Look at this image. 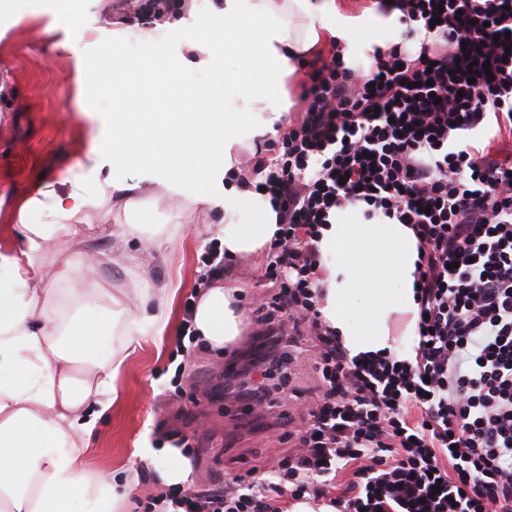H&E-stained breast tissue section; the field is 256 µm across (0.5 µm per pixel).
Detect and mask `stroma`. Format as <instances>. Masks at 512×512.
Wrapping results in <instances>:
<instances>
[{
	"label": "stroma",
	"instance_id": "stroma-1",
	"mask_svg": "<svg viewBox=\"0 0 512 512\" xmlns=\"http://www.w3.org/2000/svg\"><path fill=\"white\" fill-rule=\"evenodd\" d=\"M83 24L92 36L81 43L80 56L68 47L71 25L57 0H41L38 9L0 23V249L15 248L21 237L14 212L35 196L43 183L60 181L90 151L104 152L110 132L112 90L102 85L79 88L75 61L96 67L98 43L112 38L115 24L128 17L125 0H82ZM221 216L203 207L186 210L176 202L136 212L111 214L114 224H175V242L157 247L149 235L126 239L115 235L82 244L100 254L95 269L100 288L126 298L137 313L135 283L168 282L177 293L164 335L139 336L114 381L116 399L97 422L87 461L92 468L116 472L131 464L138 448L172 444L169 431L180 428L189 438L195 485L230 480L243 461L272 460L280 448L278 431L260 432L239 404L199 396L193 383L220 384L224 359L189 337L179 336L183 305L207 272L204 259L218 245ZM223 281L237 288L243 317L264 299L259 280L265 256L225 259ZM316 379L307 355L293 365L291 380L277 394L283 410L304 409L313 398Z\"/></svg>",
	"mask_w": 512,
	"mask_h": 512
}]
</instances>
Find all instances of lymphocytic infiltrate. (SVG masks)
I'll return each instance as SVG.
<instances>
[{"instance_id":"f902f5d3","label":"lymphocytic infiltrate","mask_w":512,"mask_h":512,"mask_svg":"<svg viewBox=\"0 0 512 512\" xmlns=\"http://www.w3.org/2000/svg\"><path fill=\"white\" fill-rule=\"evenodd\" d=\"M391 8L400 41L364 76L337 49L312 60L301 121L248 160L278 230L224 394L275 407L304 342L317 400L273 463L167 491L181 512H512V0ZM356 205L417 238L414 358L349 355L322 317L321 230Z\"/></svg>"}]
</instances>
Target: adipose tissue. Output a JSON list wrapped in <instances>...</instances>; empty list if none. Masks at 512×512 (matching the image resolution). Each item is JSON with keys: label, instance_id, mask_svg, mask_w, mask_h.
Returning a JSON list of instances; mask_svg holds the SVG:
<instances>
[{"label": "adipose tissue", "instance_id": "obj_1", "mask_svg": "<svg viewBox=\"0 0 512 512\" xmlns=\"http://www.w3.org/2000/svg\"><path fill=\"white\" fill-rule=\"evenodd\" d=\"M193 25L208 53L207 79L168 80L192 57L166 55L159 27L128 19L121 39L102 44L97 68L80 71L85 85L112 78V123L106 156L70 169L67 187L44 189L17 213L18 250L0 251V512H125L139 470L104 475L87 463L90 438L113 402L123 353L109 336L163 333L164 314L116 317L111 294L93 278L94 258L71 253L75 216L104 206L130 210L164 194L187 207L223 212L219 238L227 256L252 254L277 230L269 201L242 178L235 152L275 135L286 107L287 78L299 64L344 41L346 57L372 51L371 30L397 13L372 8L344 13L338 0H197ZM165 91L146 94L150 84ZM110 165L95 194L87 173ZM250 214L237 220L236 205ZM66 261L45 269L48 247ZM325 271L322 315L350 355L383 350L413 355L417 239L406 224L365 221L360 208L337 211L318 244ZM232 289L211 283L193 312L197 339L223 348L241 330ZM158 490L188 486L193 468L181 449H138Z\"/></svg>", "mask_w": 512, "mask_h": 512}]
</instances>
